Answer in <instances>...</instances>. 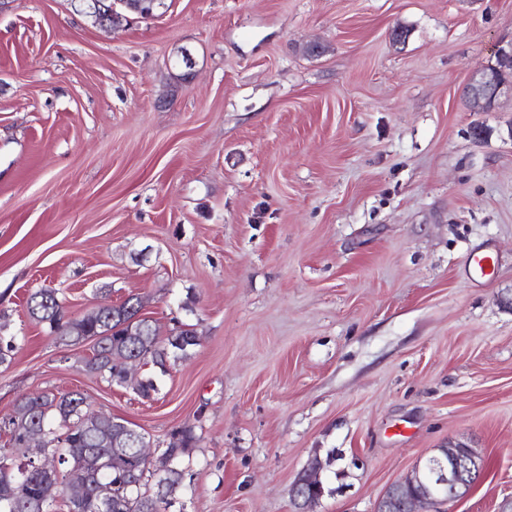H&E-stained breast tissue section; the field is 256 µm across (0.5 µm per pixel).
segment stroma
I'll use <instances>...</instances> for the list:
<instances>
[{
    "label": "stroma",
    "instance_id": "stroma-1",
    "mask_svg": "<svg viewBox=\"0 0 512 512\" xmlns=\"http://www.w3.org/2000/svg\"><path fill=\"white\" fill-rule=\"evenodd\" d=\"M167 5L0 0V415L77 391L156 454L193 427L167 512H296L316 457L314 512H374L451 440L483 459L451 512H512V103L461 96L512 0ZM44 286L199 344L142 398L30 317ZM324 493L325 488L320 479L319 468H306L293 488V497L296 505H298V511L311 512L309 506L318 502Z\"/></svg>",
    "mask_w": 512,
    "mask_h": 512
}]
</instances>
